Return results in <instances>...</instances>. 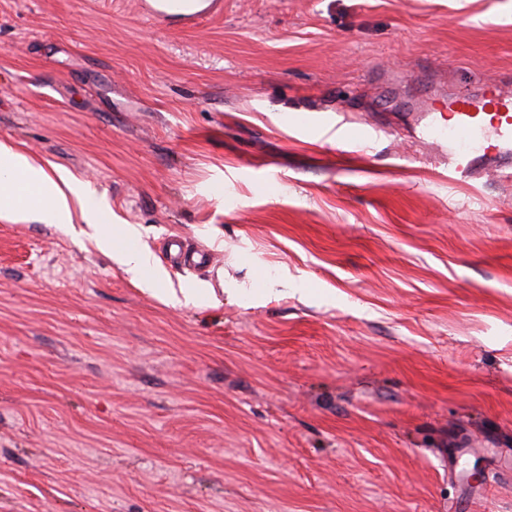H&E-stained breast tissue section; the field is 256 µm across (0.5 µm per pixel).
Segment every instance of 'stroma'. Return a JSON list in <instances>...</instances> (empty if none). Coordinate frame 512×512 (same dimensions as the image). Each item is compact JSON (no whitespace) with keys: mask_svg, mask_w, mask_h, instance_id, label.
Returning <instances> with one entry per match:
<instances>
[{"mask_svg":"<svg viewBox=\"0 0 512 512\" xmlns=\"http://www.w3.org/2000/svg\"><path fill=\"white\" fill-rule=\"evenodd\" d=\"M509 75L512 0H0V143L158 268L0 219V512H512V179L403 130ZM138 12L159 25L176 22L181 30L198 29L205 20L224 14L223 0H138ZM166 255L169 262L175 266H189L193 268L209 267L212 255L207 251L188 252L182 239L170 236L164 240Z\"/></svg>","mask_w":512,"mask_h":512,"instance_id":"35a3bbf8","label":"stroma"}]
</instances>
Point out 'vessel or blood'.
Listing matches in <instances>:
<instances>
[{
    "label": "vessel or blood",
    "instance_id": "1",
    "mask_svg": "<svg viewBox=\"0 0 512 512\" xmlns=\"http://www.w3.org/2000/svg\"><path fill=\"white\" fill-rule=\"evenodd\" d=\"M139 13L159 25L177 23L181 30L198 29L224 12V0H137ZM447 117L406 114L405 127L431 145L435 164L447 166L462 178L489 171L512 170V92L493 84L448 97ZM169 261L175 266L204 268L212 263L206 251H188L182 239L164 240Z\"/></svg>",
    "mask_w": 512,
    "mask_h": 512
}]
</instances>
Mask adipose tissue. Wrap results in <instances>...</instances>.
Listing matches in <instances>:
<instances>
[{
	"mask_svg": "<svg viewBox=\"0 0 512 512\" xmlns=\"http://www.w3.org/2000/svg\"><path fill=\"white\" fill-rule=\"evenodd\" d=\"M94 225L92 238L103 253L115 255L128 273L139 274L150 255L137 248H116L105 196L91 183L77 179L66 169H46L42 164L0 144V219L67 225L75 216Z\"/></svg>",
	"mask_w": 512,
	"mask_h": 512,
	"instance_id": "ef3b65f1",
	"label": "adipose tissue"
}]
</instances>
